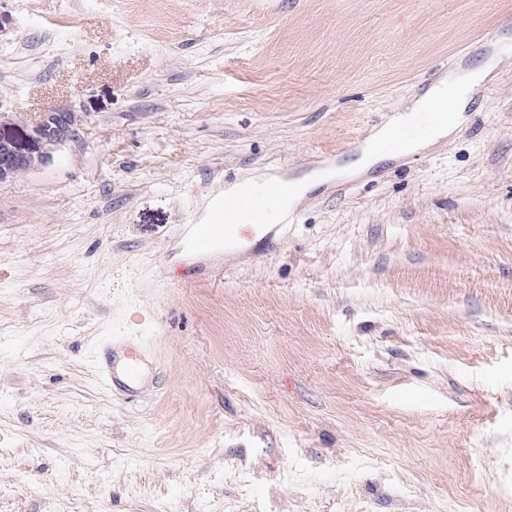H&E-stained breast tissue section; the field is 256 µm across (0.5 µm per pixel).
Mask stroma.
<instances>
[{"mask_svg":"<svg viewBox=\"0 0 512 512\" xmlns=\"http://www.w3.org/2000/svg\"><path fill=\"white\" fill-rule=\"evenodd\" d=\"M480 64L449 135L350 170ZM55 109L80 137L0 183V512H512V0H0V111ZM321 170L274 250L187 248ZM115 336L146 394L101 385ZM268 181L253 178L225 192L224 202L216 208L211 223L190 225L188 248L200 256H206L217 250L235 251L234 247L252 237L265 210V203L258 202L248 195L238 198L237 206L249 211L257 221L253 224H239L235 219H224V211L231 210L230 205L239 193L253 192L257 197H262Z\"/></svg>","mask_w":512,"mask_h":512,"instance_id":"1","label":"stroma"}]
</instances>
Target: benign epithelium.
I'll list each match as a JSON object with an SVG mask.
<instances>
[{
  "mask_svg": "<svg viewBox=\"0 0 512 512\" xmlns=\"http://www.w3.org/2000/svg\"><path fill=\"white\" fill-rule=\"evenodd\" d=\"M6 125L8 115L1 112L0 183L47 165L60 147L79 137L81 120L70 111L55 110L44 113L34 130L37 148L33 151L21 149L12 136L2 132L1 128Z\"/></svg>",
  "mask_w": 512,
  "mask_h": 512,
  "instance_id": "1",
  "label": "benign epithelium"
}]
</instances>
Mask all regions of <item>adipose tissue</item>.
<instances>
[{"mask_svg":"<svg viewBox=\"0 0 512 512\" xmlns=\"http://www.w3.org/2000/svg\"><path fill=\"white\" fill-rule=\"evenodd\" d=\"M487 74L486 68L480 67L472 70L467 82L441 81L428 93L438 106L448 114L447 121L440 124L430 123L422 112L421 101H414L411 106L406 107L404 114L394 117L389 128H408L411 137L409 145L411 148H419L428 145L440 138L445 137L453 131L461 118L462 112L470 99L469 88L481 82ZM389 128L379 129L374 133L364 149L362 155L353 163L354 169L366 168L378 161L382 152L380 143L388 134Z\"/></svg>","mask_w":512,"mask_h":512,"instance_id":"adipose-tissue-1","label":"adipose tissue"}]
</instances>
